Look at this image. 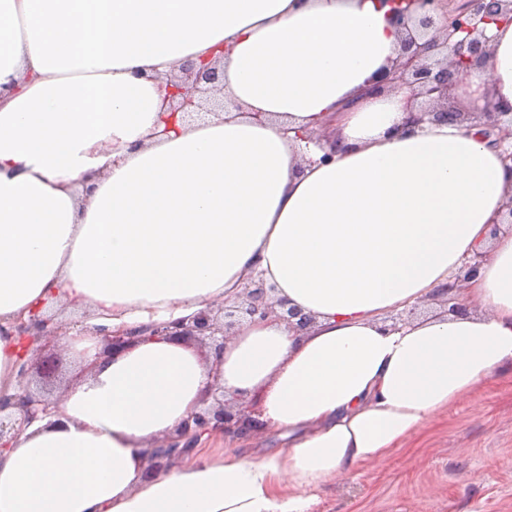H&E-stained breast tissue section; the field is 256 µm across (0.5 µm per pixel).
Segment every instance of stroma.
Listing matches in <instances>:
<instances>
[{
    "label": "stroma",
    "instance_id": "obj_1",
    "mask_svg": "<svg viewBox=\"0 0 512 512\" xmlns=\"http://www.w3.org/2000/svg\"><path fill=\"white\" fill-rule=\"evenodd\" d=\"M313 512H512V371L482 382Z\"/></svg>",
    "mask_w": 512,
    "mask_h": 512
}]
</instances>
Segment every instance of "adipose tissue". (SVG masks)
<instances>
[{"label":"adipose tissue","mask_w":512,"mask_h":512,"mask_svg":"<svg viewBox=\"0 0 512 512\" xmlns=\"http://www.w3.org/2000/svg\"><path fill=\"white\" fill-rule=\"evenodd\" d=\"M378 0H0V393L17 394L18 317L85 308L98 325L193 315L249 276L316 318L245 321L224 398L258 422L145 477V444L199 407L211 374L150 339L101 359L57 415L0 450V512H311L436 414L512 370V195L499 150L456 124L398 134L405 96L361 90L399 38ZM485 74L512 101V23ZM223 56L231 108L186 127L154 80ZM340 111L335 159L304 141ZM467 314L391 326L473 251Z\"/></svg>","instance_id":"ef3b65f1"}]
</instances>
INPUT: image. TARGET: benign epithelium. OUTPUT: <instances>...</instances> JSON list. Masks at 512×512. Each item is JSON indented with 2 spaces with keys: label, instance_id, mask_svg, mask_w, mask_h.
I'll list each match as a JSON object with an SVG mask.
<instances>
[{
  "label": "benign epithelium",
  "instance_id": "1",
  "mask_svg": "<svg viewBox=\"0 0 512 512\" xmlns=\"http://www.w3.org/2000/svg\"><path fill=\"white\" fill-rule=\"evenodd\" d=\"M393 4L391 22L401 35L396 58L391 61L364 90L363 95L406 94V112L402 127L410 130L430 122H455L463 126L481 127L495 135L501 150L504 170L512 178V102L496 96L487 78L482 94L483 104L474 107L466 101L467 79L474 69H484L493 53V38L488 26L498 21L512 22V0H463V7L448 15L443 0H389ZM164 86L163 111L181 114L189 123L201 115H217L224 111V67L216 59L198 62L185 60L172 65L170 72L159 77ZM325 150L321 160L327 162L340 150V136L324 129L311 130L305 136ZM512 229V195L501 213L490 225V235L500 232L502 225ZM486 256L478 252L464 262L453 281L440 293L441 303L455 313L467 311L459 302L460 290L476 278ZM272 288L261 279L252 278L244 287L237 306L211 304L188 318L168 323L147 324L133 328L111 329L93 326L84 329L93 337V348L81 351L84 369L90 371L101 358L130 349L145 337L178 342L200 341L210 349L212 381L202 399V407L191 414L177 433L142 450L147 472L159 469L191 455L200 447L201 438L224 434L242 428L245 419L259 411L255 401L230 405L224 402L220 366L224 345L243 318L265 320L276 317L297 332L314 324V317L283 299L270 296ZM21 344L18 378L21 393L0 394V450L12 443L35 421L60 411V399L26 383L32 361L46 344L69 335V327L50 326V319L36 313L15 325Z\"/></svg>",
  "mask_w": 512,
  "mask_h": 512
}]
</instances>
